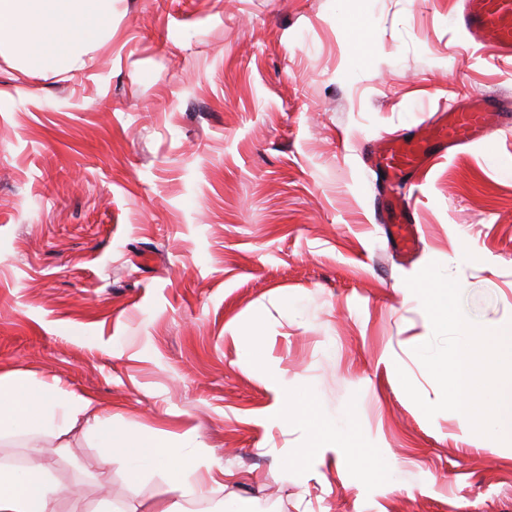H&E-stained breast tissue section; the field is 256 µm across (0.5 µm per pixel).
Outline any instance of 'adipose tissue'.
Masks as SVG:
<instances>
[{"label":"adipose tissue","mask_w":512,"mask_h":512,"mask_svg":"<svg viewBox=\"0 0 512 512\" xmlns=\"http://www.w3.org/2000/svg\"><path fill=\"white\" fill-rule=\"evenodd\" d=\"M112 0H0V45L9 44L24 63L45 72L77 68V45L105 29ZM277 421L301 419L315 448L344 449L353 463L372 456L360 445L351 415L336 418L320 413L302 391L288 395ZM83 426L101 451L104 463L122 462L132 479L163 473L172 492L157 512H190L191 498L203 484L223 489L224 467L207 456L185 431L172 445L164 430L130 434L102 414L94 398L48 389L31 376L0 375V443L26 436L65 438ZM52 463L37 459L25 466L0 463V512H58V489L50 477Z\"/></svg>","instance_id":"obj_1"}]
</instances>
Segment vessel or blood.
<instances>
[{"instance_id":"obj_1","label":"vessel or blood","mask_w":512,"mask_h":512,"mask_svg":"<svg viewBox=\"0 0 512 512\" xmlns=\"http://www.w3.org/2000/svg\"><path fill=\"white\" fill-rule=\"evenodd\" d=\"M455 24L486 56L512 59V0H461ZM437 114V122L417 140L398 136L379 140L367 152L368 163L386 168L399 181L424 168L431 153L442 155L450 148L477 142L489 126H512V107L485 92L440 108ZM386 219L403 250H411L416 225L407 202L390 200Z\"/></svg>"}]
</instances>
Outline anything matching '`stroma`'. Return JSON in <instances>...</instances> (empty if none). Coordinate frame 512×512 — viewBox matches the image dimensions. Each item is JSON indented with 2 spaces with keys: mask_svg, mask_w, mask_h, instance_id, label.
Segmentation results:
<instances>
[{
  "mask_svg": "<svg viewBox=\"0 0 512 512\" xmlns=\"http://www.w3.org/2000/svg\"><path fill=\"white\" fill-rule=\"evenodd\" d=\"M456 8L112 0L111 36L82 68L0 52V374L91 396L131 429L195 428L224 489L192 512H512V444L464 433L457 412L426 418L397 375L438 400L413 352L432 326L405 283L430 262L459 282L470 321L512 327V178L498 171L512 129L404 181L408 255L385 222L389 177L365 162L380 138L417 139L437 104L512 100V63L481 55ZM288 389L352 414L389 479L338 448L300 461L308 430L271 417ZM69 442L5 443L0 458H47L59 487L82 484L59 512L168 497L161 476L104 465L81 431Z\"/></svg>",
  "mask_w": 512,
  "mask_h": 512,
  "instance_id": "stroma-1",
  "label": "stroma"
}]
</instances>
